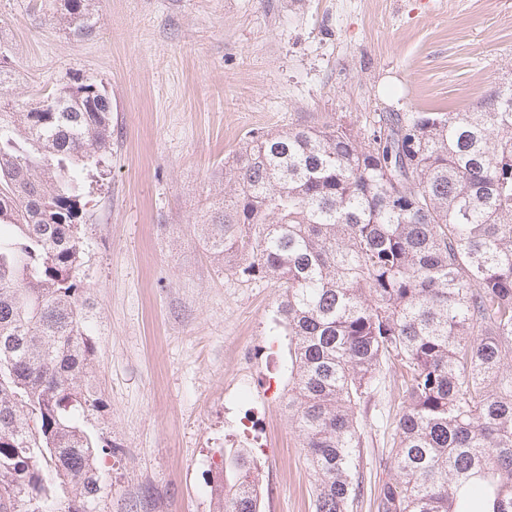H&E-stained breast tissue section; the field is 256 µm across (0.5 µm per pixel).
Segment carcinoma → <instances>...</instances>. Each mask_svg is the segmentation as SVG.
I'll use <instances>...</instances> for the list:
<instances>
[{
	"label": "carcinoma",
	"mask_w": 512,
	"mask_h": 512,
	"mask_svg": "<svg viewBox=\"0 0 512 512\" xmlns=\"http://www.w3.org/2000/svg\"><path fill=\"white\" fill-rule=\"evenodd\" d=\"M60 18L85 39L87 0ZM112 97L74 79L28 100L0 59V512H96L101 399L80 272L82 201ZM201 239L273 280L288 414L314 512L361 492L357 414L399 374L377 512H512V81L466 112H380L253 133ZM251 452L216 465L218 512H260Z\"/></svg>",
	"instance_id": "obj_1"
}]
</instances>
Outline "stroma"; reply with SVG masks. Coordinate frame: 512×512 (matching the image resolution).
<instances>
[{
  "mask_svg": "<svg viewBox=\"0 0 512 512\" xmlns=\"http://www.w3.org/2000/svg\"><path fill=\"white\" fill-rule=\"evenodd\" d=\"M51 0H0V43L31 98L90 78L112 95V153L85 199L82 277L107 449L98 512H216L221 453L251 449L262 512H313L289 418L288 338L269 281H243L195 225L258 130L374 112H461L512 80V0H89L76 40ZM401 405L383 377L361 424L376 512Z\"/></svg>",
  "mask_w": 512,
  "mask_h": 512,
  "instance_id": "stroma-1",
  "label": "stroma"
}]
</instances>
